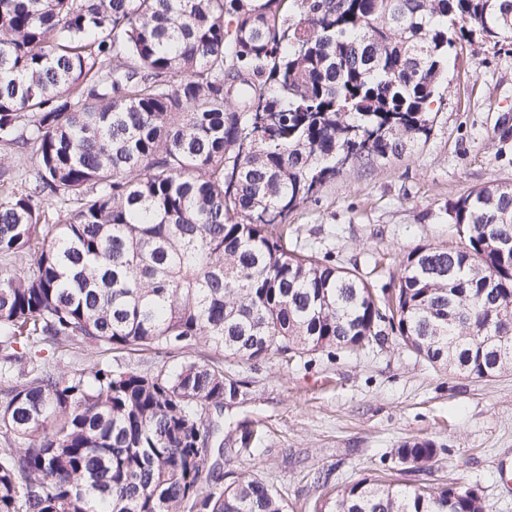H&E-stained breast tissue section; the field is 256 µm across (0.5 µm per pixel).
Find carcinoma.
Here are the masks:
<instances>
[{
  "mask_svg": "<svg viewBox=\"0 0 512 512\" xmlns=\"http://www.w3.org/2000/svg\"><path fill=\"white\" fill-rule=\"evenodd\" d=\"M476 36L512 47V0H0V512H287L253 471L216 474L211 411L246 389L221 361L63 373L70 347L258 363L391 332L463 377L512 371L511 184L449 203L465 246L413 248L395 288L286 224L427 140ZM263 443L245 427L232 451ZM439 451L393 455L420 473ZM312 509L488 512L371 475Z\"/></svg>",
  "mask_w": 512,
  "mask_h": 512,
  "instance_id": "cac0c4a2",
  "label": "carcinoma"
}]
</instances>
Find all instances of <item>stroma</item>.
I'll use <instances>...</instances> for the list:
<instances>
[{
  "label": "stroma",
  "instance_id": "stroma-1",
  "mask_svg": "<svg viewBox=\"0 0 512 512\" xmlns=\"http://www.w3.org/2000/svg\"><path fill=\"white\" fill-rule=\"evenodd\" d=\"M448 81L430 106L425 143L371 167L344 169L289 214V224L319 256L383 285L416 246H463L444 214L449 202L492 183L512 184V141L496 136L502 121L512 122V53L462 42L451 54ZM212 356L204 346L170 355L110 354L113 366L142 371ZM224 370L248 388L217 413L220 437L229 448L237 426H266L265 451L249 467L287 492L288 512L320 495L307 474L322 473L328 487H342L391 467L393 448L419 437L443 450L430 472L409 476V483L469 486L489 512H512V493L500 479L501 468L512 469V372L457 376L393 337L366 353L315 354L291 366L228 359Z\"/></svg>",
  "mask_w": 512,
  "mask_h": 512
}]
</instances>
